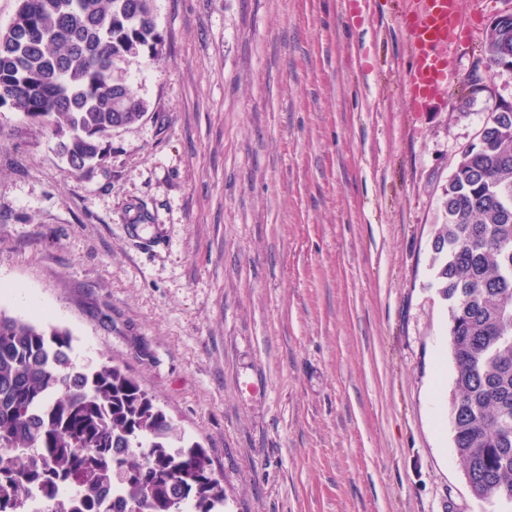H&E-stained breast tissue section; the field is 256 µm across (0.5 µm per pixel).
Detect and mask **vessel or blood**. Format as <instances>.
I'll return each instance as SVG.
<instances>
[{
  "instance_id": "1",
  "label": "vessel or blood",
  "mask_w": 512,
  "mask_h": 512,
  "mask_svg": "<svg viewBox=\"0 0 512 512\" xmlns=\"http://www.w3.org/2000/svg\"><path fill=\"white\" fill-rule=\"evenodd\" d=\"M400 24L412 57L406 84L415 105L422 107L445 91L448 58L443 48L465 28L460 0H406Z\"/></svg>"
}]
</instances>
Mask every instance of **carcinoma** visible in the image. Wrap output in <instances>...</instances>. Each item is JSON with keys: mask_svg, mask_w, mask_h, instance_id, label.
<instances>
[{"mask_svg": "<svg viewBox=\"0 0 512 512\" xmlns=\"http://www.w3.org/2000/svg\"><path fill=\"white\" fill-rule=\"evenodd\" d=\"M163 41L151 0H18L0 107L52 126L69 166L110 156L147 111L116 63ZM448 179L431 268L447 304L450 423L472 492L512 508V111L488 113ZM66 329L0 312V512H223L198 444L119 365L78 370Z\"/></svg>", "mask_w": 512, "mask_h": 512, "instance_id": "obj_1", "label": "carcinoma"}]
</instances>
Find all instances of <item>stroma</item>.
Segmentation results:
<instances>
[{
    "mask_svg": "<svg viewBox=\"0 0 512 512\" xmlns=\"http://www.w3.org/2000/svg\"><path fill=\"white\" fill-rule=\"evenodd\" d=\"M406 0H152L147 102L80 175L0 108V312L70 331L206 449L224 512H498L451 444L431 269L459 151L512 72V0H461L445 100L414 109ZM512 31V14L496 18L489 26L487 36L496 38L501 47L498 68L512 71V51L509 45V35Z\"/></svg>",
    "mask_w": 512,
    "mask_h": 512,
    "instance_id": "1",
    "label": "stroma"
}]
</instances>
